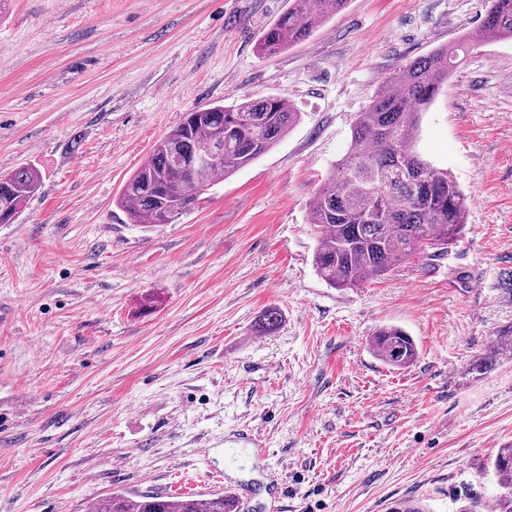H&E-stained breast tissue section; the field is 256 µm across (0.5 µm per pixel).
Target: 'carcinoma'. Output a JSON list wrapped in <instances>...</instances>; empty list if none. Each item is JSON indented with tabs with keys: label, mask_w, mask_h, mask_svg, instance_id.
I'll use <instances>...</instances> for the list:
<instances>
[{
	"label": "carcinoma",
	"mask_w": 512,
	"mask_h": 512,
	"mask_svg": "<svg viewBox=\"0 0 512 512\" xmlns=\"http://www.w3.org/2000/svg\"><path fill=\"white\" fill-rule=\"evenodd\" d=\"M348 0H288V10L262 33L258 54L269 58L314 35ZM512 39V0H490L479 29L433 49L383 80L351 128V148L336 162L309 207L318 228L313 253L317 275L332 288H358L412 259L447 252L468 224L467 196L444 169L415 150L421 116L443 91L467 53ZM284 97L269 94L229 105L209 104L186 113L158 140L148 158L124 182L118 204L130 224H171L199 197L269 152L299 121ZM221 150L224 160L203 174L181 159ZM41 174L32 166L0 172V224L13 223L39 191ZM281 314L271 308L258 327L271 333ZM512 350V328L497 334L490 356L473 370L492 366V357ZM371 350L390 368H408L418 356L412 336L396 325L381 326ZM499 492L496 512H512V444L491 461ZM86 512H239L236 498L222 492L172 499L154 492L114 491Z\"/></svg>",
	"instance_id": "1"
}]
</instances>
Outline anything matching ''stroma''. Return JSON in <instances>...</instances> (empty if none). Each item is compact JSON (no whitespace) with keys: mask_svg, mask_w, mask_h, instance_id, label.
I'll return each instance as SVG.
<instances>
[{"mask_svg":"<svg viewBox=\"0 0 512 512\" xmlns=\"http://www.w3.org/2000/svg\"><path fill=\"white\" fill-rule=\"evenodd\" d=\"M288 0H0V172L40 192L0 224V512L117 490L249 489L245 512H426L492 501L512 443V40L473 49L417 150L468 196L447 253L359 288L312 264L309 203L385 78L475 31L487 0H349L256 51ZM279 94L298 124L171 224L124 181L186 112ZM269 308L279 328L261 333ZM403 327L406 369L369 338ZM371 350L390 368H408L418 356V348L410 334L396 325L381 326L371 338ZM507 349L512 350V326L510 329L503 330L499 332L497 336H494L489 345V354L491 357H481L476 359L472 364V370L482 373L484 370H487L492 366L494 356L503 355L504 351Z\"/></svg>","mask_w":512,"mask_h":512,"instance_id":"stroma-1","label":"stroma"}]
</instances>
